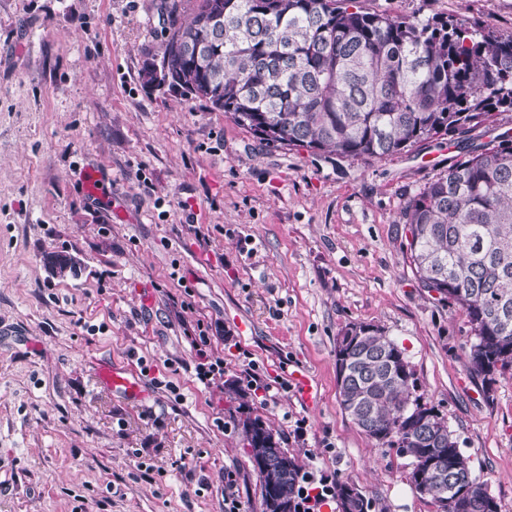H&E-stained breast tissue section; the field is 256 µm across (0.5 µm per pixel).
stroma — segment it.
<instances>
[{
	"instance_id": "1",
	"label": "stroma",
	"mask_w": 512,
	"mask_h": 512,
	"mask_svg": "<svg viewBox=\"0 0 512 512\" xmlns=\"http://www.w3.org/2000/svg\"><path fill=\"white\" fill-rule=\"evenodd\" d=\"M163 4L0 0V512H224L229 495L261 512L225 386L249 388L251 373V409L304 471L353 482L372 512H435L408 460L340 404L336 338L360 322L404 350L512 512V377L487 394L467 372L468 319L421 287L401 217L462 149L429 140L378 160L273 149L202 102L148 91L139 70L163 40ZM358 4L512 35V0ZM86 169L99 195L83 189ZM53 253L74 270L52 272ZM198 320L224 357L209 386L186 335ZM105 364L134 370L146 396L109 390Z\"/></svg>"
}]
</instances>
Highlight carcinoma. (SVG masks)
I'll return each mask as SVG.
<instances>
[{"label": "carcinoma", "mask_w": 512, "mask_h": 512, "mask_svg": "<svg viewBox=\"0 0 512 512\" xmlns=\"http://www.w3.org/2000/svg\"><path fill=\"white\" fill-rule=\"evenodd\" d=\"M164 10L160 51L145 55L139 78L205 103L270 148L382 159L416 144L462 137L512 112V36L454 19L393 18L358 0H180ZM465 157L407 201L403 223L414 274L470 324L467 369L491 393L512 375V138L469 144ZM341 405L382 448L410 460V480L436 512H498L469 457L435 406L416 394L404 351L372 324L348 325L336 342ZM239 400L246 452L261 483L262 512H298L297 457ZM338 482L344 512H362L363 494Z\"/></svg>", "instance_id": "cac0c4a2"}]
</instances>
